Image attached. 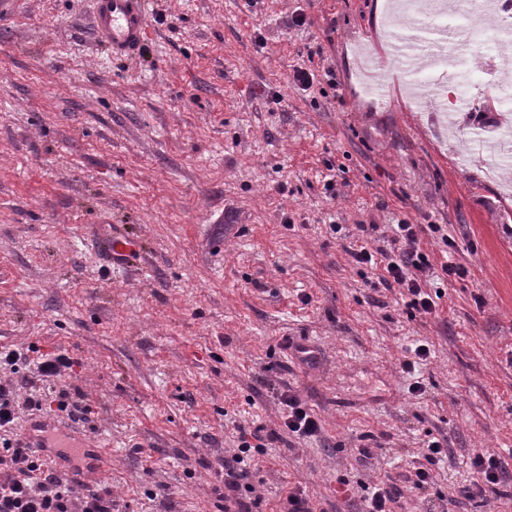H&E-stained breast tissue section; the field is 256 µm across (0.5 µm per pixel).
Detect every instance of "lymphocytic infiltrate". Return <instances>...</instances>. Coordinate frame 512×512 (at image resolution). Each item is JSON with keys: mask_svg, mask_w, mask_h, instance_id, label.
<instances>
[{"mask_svg": "<svg viewBox=\"0 0 512 512\" xmlns=\"http://www.w3.org/2000/svg\"><path fill=\"white\" fill-rule=\"evenodd\" d=\"M358 230L356 243L347 249L353 261L369 264L382 260L383 282L406 290L419 314H433L437 303L425 291L424 282L434 278L447 280L459 275L460 269L449 261L433 266L420 246L422 225L403 221L391 225L386 247L377 249L372 246L376 225L362 224ZM20 364L33 368L36 376L48 382L49 387L47 391L23 398L19 391L25 386L24 380L0 378V432L8 436L6 443L0 446V512H120L111 489L88 484L43 465L38 449L15 435L22 410L39 411L48 402L55 403L58 414L69 421H84L86 407L67 389L53 386L55 380L71 375L74 359L63 352L34 357L26 347H0V366ZM280 403L284 408L281 430L299 439L320 433L319 419L297 394H281ZM264 441L261 429H254L224 458L225 499L236 502L237 512H252L245 501L236 500L235 494L249 476L242 467L245 454L251 448H263Z\"/></svg>", "mask_w": 512, "mask_h": 512, "instance_id": "lymphocytic-infiltrate-1", "label": "lymphocytic infiltrate"}]
</instances>
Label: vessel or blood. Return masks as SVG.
Instances as JSON below:
<instances>
[{"instance_id": "b4317fda", "label": "vessel or blood", "mask_w": 512, "mask_h": 512, "mask_svg": "<svg viewBox=\"0 0 512 512\" xmlns=\"http://www.w3.org/2000/svg\"><path fill=\"white\" fill-rule=\"evenodd\" d=\"M148 29L146 0H93V32L96 41L113 56L123 58L134 54ZM109 259L130 261L136 252L133 242L120 233L110 234L104 245ZM36 447L54 448L73 455L86 446L85 440L65 428L46 424L44 434L34 439Z\"/></svg>"}]
</instances>
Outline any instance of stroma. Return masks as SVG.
<instances>
[{
  "instance_id": "obj_1",
  "label": "stroma",
  "mask_w": 512,
  "mask_h": 512,
  "mask_svg": "<svg viewBox=\"0 0 512 512\" xmlns=\"http://www.w3.org/2000/svg\"><path fill=\"white\" fill-rule=\"evenodd\" d=\"M147 2L144 45L115 58L92 0H0V346L75 359L63 385L91 414L73 430L112 456L89 481L124 512H224L225 449L277 428L290 389L322 432L249 453L254 512H286L294 486L360 512L378 480L396 512H487L460 489L480 450L512 475V164L492 180L468 152L494 93L472 72L495 66L512 94L494 13L449 0L463 14L441 48L471 67L433 74L420 105V62L388 52L416 31L380 0ZM400 221L439 225L422 251L463 269L427 283L435 314L346 251L358 225ZM115 227L139 262L100 251Z\"/></svg>"
}]
</instances>
